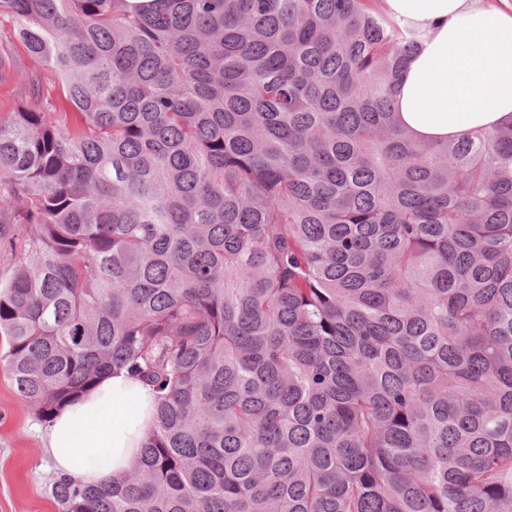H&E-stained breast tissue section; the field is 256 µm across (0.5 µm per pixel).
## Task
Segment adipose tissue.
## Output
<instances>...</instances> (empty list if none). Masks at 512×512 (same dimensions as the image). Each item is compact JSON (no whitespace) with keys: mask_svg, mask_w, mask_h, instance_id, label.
I'll list each match as a JSON object with an SVG mask.
<instances>
[{"mask_svg":"<svg viewBox=\"0 0 512 512\" xmlns=\"http://www.w3.org/2000/svg\"><path fill=\"white\" fill-rule=\"evenodd\" d=\"M429 32L399 85L401 122L423 140L460 139L512 122V0H382ZM152 388L126 371L103 375L60 409L42 451L57 478L103 486L128 472L153 426Z\"/></svg>","mask_w":512,"mask_h":512,"instance_id":"obj_1","label":"adipose tissue"}]
</instances>
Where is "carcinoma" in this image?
<instances>
[{
    "label": "carcinoma",
    "mask_w": 512,
    "mask_h": 512,
    "mask_svg": "<svg viewBox=\"0 0 512 512\" xmlns=\"http://www.w3.org/2000/svg\"><path fill=\"white\" fill-rule=\"evenodd\" d=\"M378 2L0 0V362L44 422L155 392L59 512H512V123L411 136ZM11 30L12 27L9 23L0 24V44L13 48L16 58L14 71L8 78L0 82V109L3 111L13 108L20 102L22 77L28 64L26 52L20 44L13 40Z\"/></svg>",
    "instance_id": "cac0c4a2"
}]
</instances>
